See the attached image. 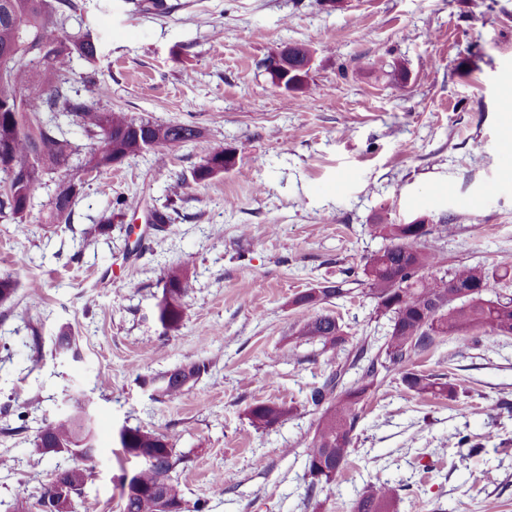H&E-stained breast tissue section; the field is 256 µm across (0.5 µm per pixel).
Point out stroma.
<instances>
[{
    "label": "stroma",
    "mask_w": 512,
    "mask_h": 512,
    "mask_svg": "<svg viewBox=\"0 0 512 512\" xmlns=\"http://www.w3.org/2000/svg\"><path fill=\"white\" fill-rule=\"evenodd\" d=\"M83 0V29L99 40L100 103L157 122L191 121L201 135L164 162L128 158L87 178L71 223L34 209L25 232L0 224V275L16 292L0 305V512L35 504L71 457L32 461L44 420L88 396L102 451L75 512H118L116 438L139 427L175 438L177 477L208 512H336L369 481L400 495L397 512H512V337L475 345L439 339L418 370L450 374L452 398L407 391L400 371L360 406L353 451L334 482L310 494L307 403L329 371L299 323L329 312L349 343L380 336L363 265L386 242L377 219H425L441 271L512 266V151L502 110L512 91V0ZM293 43L312 53L307 91L275 85L264 60ZM233 169L198 184L208 150ZM185 182L171 224L152 210ZM124 216L92 232L108 204ZM193 286L178 329L154 310L166 266ZM345 281L349 292L311 307L295 298ZM76 355L57 348L60 334ZM192 361L207 374L173 399L137 382ZM293 406L268 428L257 403ZM468 436L469 445L459 444Z\"/></svg>",
    "instance_id": "stroma-1"
}]
</instances>
